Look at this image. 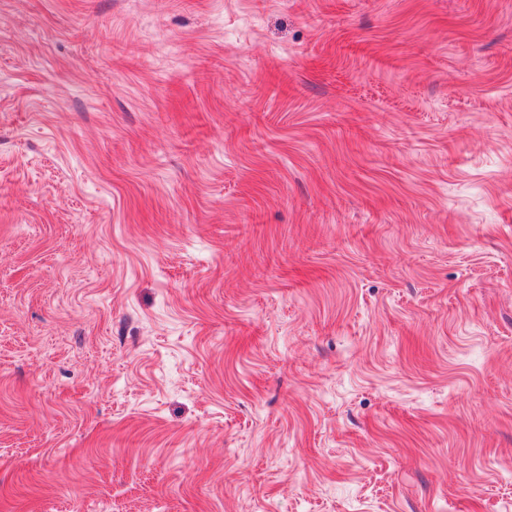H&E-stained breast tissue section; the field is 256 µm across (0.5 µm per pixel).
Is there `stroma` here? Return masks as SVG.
<instances>
[{
  "label": "stroma",
  "instance_id": "stroma-1",
  "mask_svg": "<svg viewBox=\"0 0 512 512\" xmlns=\"http://www.w3.org/2000/svg\"><path fill=\"white\" fill-rule=\"evenodd\" d=\"M0 512H512V0H0Z\"/></svg>",
  "mask_w": 512,
  "mask_h": 512
}]
</instances>
